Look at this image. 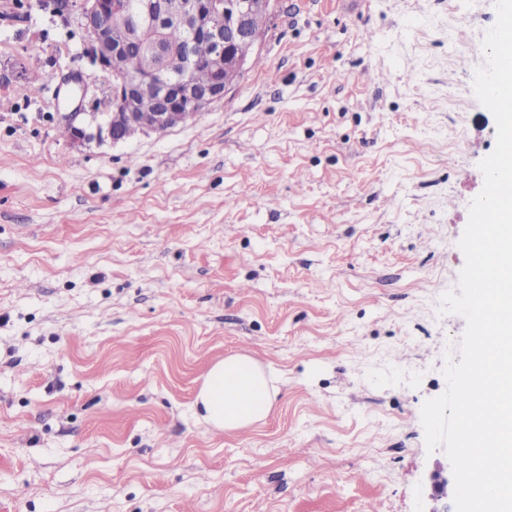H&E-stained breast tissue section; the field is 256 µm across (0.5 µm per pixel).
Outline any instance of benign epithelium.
I'll return each instance as SVG.
<instances>
[{
  "label": "benign epithelium",
  "instance_id": "benign-epithelium-1",
  "mask_svg": "<svg viewBox=\"0 0 512 512\" xmlns=\"http://www.w3.org/2000/svg\"><path fill=\"white\" fill-rule=\"evenodd\" d=\"M277 0H142L135 11L126 0H45L43 5L86 35L85 54L91 63L112 75L110 104L104 112L84 111L88 98L98 101L81 72L64 83L72 87L78 104L60 115L61 128L73 146L92 141H127L132 134H163L193 121L209 106L224 99L259 54L264 31L254 19L271 18ZM188 34L179 55L165 63L148 60L129 74L115 64L131 57L133 46L145 34L160 35L169 27ZM207 42L212 49L210 77L204 83L179 75L175 67L190 55L192 45Z\"/></svg>",
  "mask_w": 512,
  "mask_h": 512
}]
</instances>
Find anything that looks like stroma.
Here are the masks:
<instances>
[{
  "label": "stroma",
  "instance_id": "stroma-1",
  "mask_svg": "<svg viewBox=\"0 0 512 512\" xmlns=\"http://www.w3.org/2000/svg\"><path fill=\"white\" fill-rule=\"evenodd\" d=\"M495 0H279L223 101L70 146L60 77L104 74L0 0V512H442L425 400L480 161ZM57 73L47 81V73ZM245 352L281 378L224 433L193 402Z\"/></svg>",
  "mask_w": 512,
  "mask_h": 512
}]
</instances>
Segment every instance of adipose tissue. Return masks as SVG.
I'll return each mask as SVG.
<instances>
[{"instance_id": "1", "label": "adipose tissue", "mask_w": 512, "mask_h": 512, "mask_svg": "<svg viewBox=\"0 0 512 512\" xmlns=\"http://www.w3.org/2000/svg\"><path fill=\"white\" fill-rule=\"evenodd\" d=\"M278 377L246 353L225 356L205 373L195 415L217 431L234 432L265 420L277 399Z\"/></svg>"}]
</instances>
